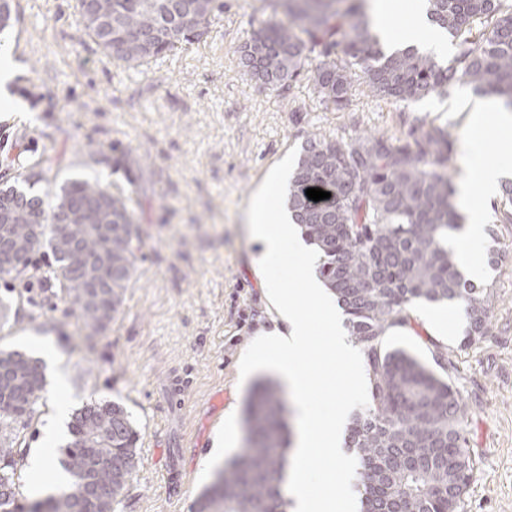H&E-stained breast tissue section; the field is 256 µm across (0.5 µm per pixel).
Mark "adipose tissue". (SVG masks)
Returning <instances> with one entry per match:
<instances>
[{
    "mask_svg": "<svg viewBox=\"0 0 512 512\" xmlns=\"http://www.w3.org/2000/svg\"><path fill=\"white\" fill-rule=\"evenodd\" d=\"M388 0H376L373 6L375 29L381 41L394 50L415 46L423 50L447 51L448 36L432 25L427 17L424 0L416 3L400 32H393L387 23ZM467 178L461 184L458 204L461 209H472L474 201L488 204L495 200L504 179L512 177V154L497 161H488L480 142H473L465 159ZM288 177L285 167H278L266 187L251 199L247 211L251 238L261 242V269L277 264L289 252L300 258L299 285L284 289L281 281L267 277L262 287L277 314L276 326L261 333L256 340L253 369L272 367L280 381L295 391L293 404L295 429L289 450L291 466L283 470L280 493L286 512H318L319 502L311 492V479L306 463L311 458L325 455L332 461L326 475L327 482L339 483L345 512H360L359 496L353 495L348 485L353 457L343 446L348 409L346 396L335 397L329 416H322L310 402L308 389L311 371L307 354L312 345L308 312H323L329 322V352L336 361L345 363L354 372H361L362 355L351 341L344 326L346 315L336 295L326 288L318 274L319 256L303 244L299 227L293 224L287 210L271 212L268 196Z\"/></svg>",
    "mask_w": 512,
    "mask_h": 512,
    "instance_id": "ef3b65f1",
    "label": "adipose tissue"
}]
</instances>
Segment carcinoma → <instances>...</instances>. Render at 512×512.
Returning <instances> with one entry per match:
<instances>
[{"mask_svg":"<svg viewBox=\"0 0 512 512\" xmlns=\"http://www.w3.org/2000/svg\"><path fill=\"white\" fill-rule=\"evenodd\" d=\"M273 16L241 45L239 63L255 82L284 88L301 77L325 105L342 108L358 76L377 97L418 101L467 87L512 109V0H427L432 24L454 47L448 64L411 47L386 52L373 31L368 0H266ZM218 0H77L84 34L115 61L140 66L180 42L209 32ZM283 17H278V14ZM456 137L422 120L406 137L365 136L354 142L307 140L288 183V212L320 253L318 273L347 315L366 365L365 407L349 427L359 457L365 512H464L476 477L466 448L468 407L450 379L383 333L408 319L415 300L466 303L471 344L488 332L493 289L458 271L448 247L460 217L449 166ZM44 160L23 144L7 158L12 184L0 207L14 212L17 250L31 224L49 228L53 262L42 275L50 296L67 301L89 334L104 331L135 272L143 230L139 201L97 179L65 181L51 202L37 185ZM309 188L331 193L314 202ZM68 225L59 226V213ZM38 361L0 353V437L19 438L16 423L42 398ZM285 399L278 385H256L247 403L245 446L197 501V512H283L279 472L286 441ZM62 464L71 489L36 502L29 512H112L136 475L140 432L111 402L78 410L68 425ZM21 443L0 448V512H18L16 460Z\"/></svg>","mask_w":512,"mask_h":512,"instance_id":"obj_1","label":"carcinoma"}]
</instances>
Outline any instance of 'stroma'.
<instances>
[{
    "label": "stroma",
    "mask_w": 512,
    "mask_h": 512,
    "mask_svg": "<svg viewBox=\"0 0 512 512\" xmlns=\"http://www.w3.org/2000/svg\"><path fill=\"white\" fill-rule=\"evenodd\" d=\"M17 20L5 34L18 71L9 100L0 102V161L24 143L54 163L52 188L70 178H95L135 191L148 236L122 305L92 341L77 332L69 305L49 299L32 312L25 282L51 261L32 257L24 276L0 278V351L39 358L42 398L24 431L25 448L40 447L56 396L70 410L101 401L125 407L140 432V466L114 512H196V501L217 469L212 450L227 427L242 429L254 384L265 371L245 374L257 335L271 329L253 265L260 242L251 240L246 213L252 197L281 160L297 162L302 144L321 137L351 141L398 137L415 117L428 116L469 140L467 116L479 97L466 88L417 102L386 101L354 79L342 109L321 105L307 79L284 90L259 86L238 64V49L270 8L263 0H224L201 40L183 43L156 63L128 67L106 56L80 29L76 0H12ZM122 168H114L116 159ZM501 202L483 208L476 255L494 288L488 333L463 345V331L428 334L424 321L391 336L389 347L426 364L446 354L453 384L469 408L467 446L477 468L465 512H512V224L497 221ZM502 254L488 264L490 243ZM311 394L322 413L332 394L347 389L345 365L326 367L327 320L311 313ZM63 376V393L53 388ZM187 378L172 396V376ZM182 463L178 493L164 479L169 455Z\"/></svg>",
    "instance_id": "stroma-1"
}]
</instances>
